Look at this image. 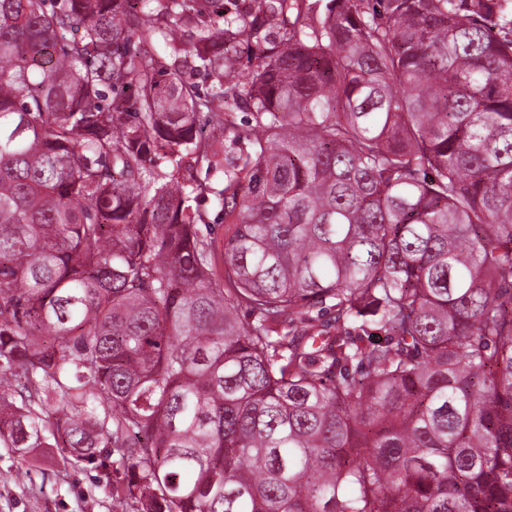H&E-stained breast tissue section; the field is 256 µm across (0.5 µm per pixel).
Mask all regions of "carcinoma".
Returning a JSON list of instances; mask_svg holds the SVG:
<instances>
[{
    "mask_svg": "<svg viewBox=\"0 0 512 512\" xmlns=\"http://www.w3.org/2000/svg\"><path fill=\"white\" fill-rule=\"evenodd\" d=\"M0 447L130 512H512V0H0ZM200 208L208 214L209 227L200 226L201 234L206 240L224 241V211L214 195L199 199Z\"/></svg>",
    "mask_w": 512,
    "mask_h": 512,
    "instance_id": "obj_1",
    "label": "carcinoma"
}]
</instances>
